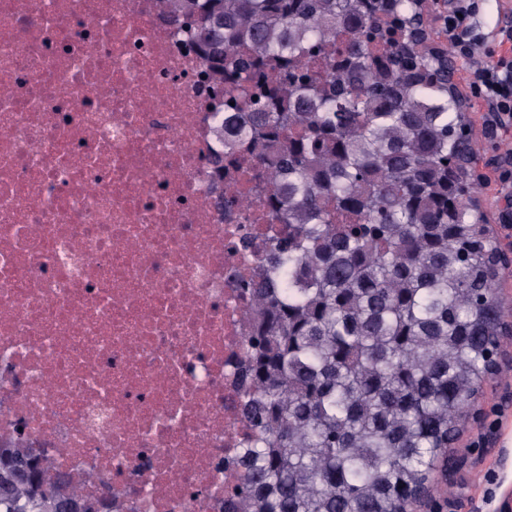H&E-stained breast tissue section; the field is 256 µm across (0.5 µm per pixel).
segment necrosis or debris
<instances>
[{
    "label": "necrosis or debris",
    "mask_w": 512,
    "mask_h": 512,
    "mask_svg": "<svg viewBox=\"0 0 512 512\" xmlns=\"http://www.w3.org/2000/svg\"><path fill=\"white\" fill-rule=\"evenodd\" d=\"M161 0H0V439L113 512H224L252 433L223 111Z\"/></svg>",
    "instance_id": "obj_1"
}]
</instances>
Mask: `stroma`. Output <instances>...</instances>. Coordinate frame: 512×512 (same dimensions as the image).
Here are the masks:
<instances>
[{
	"label": "stroma",
	"mask_w": 512,
	"mask_h": 512,
	"mask_svg": "<svg viewBox=\"0 0 512 512\" xmlns=\"http://www.w3.org/2000/svg\"><path fill=\"white\" fill-rule=\"evenodd\" d=\"M473 144L482 160L476 196L485 221L502 246L512 245V218L502 217L501 204L512 198V180L500 181L502 168H512V127L491 134L487 107L472 98ZM497 373L483 384L449 450L450 465L438 466L428 496L411 512H512V339L499 349Z\"/></svg>",
	"instance_id": "stroma-1"
}]
</instances>
